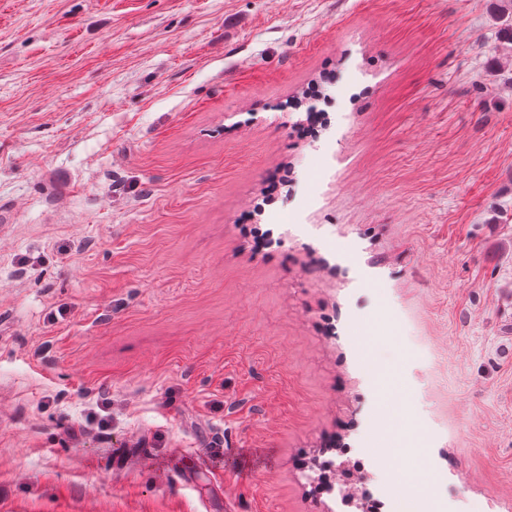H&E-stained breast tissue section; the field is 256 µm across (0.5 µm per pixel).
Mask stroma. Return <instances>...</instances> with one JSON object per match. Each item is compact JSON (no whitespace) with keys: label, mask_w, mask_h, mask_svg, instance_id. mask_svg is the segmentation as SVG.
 <instances>
[{"label":"stroma","mask_w":512,"mask_h":512,"mask_svg":"<svg viewBox=\"0 0 512 512\" xmlns=\"http://www.w3.org/2000/svg\"><path fill=\"white\" fill-rule=\"evenodd\" d=\"M498 29L491 0H0V512L377 482L414 512L438 473L446 512H512Z\"/></svg>","instance_id":"stroma-1"}]
</instances>
